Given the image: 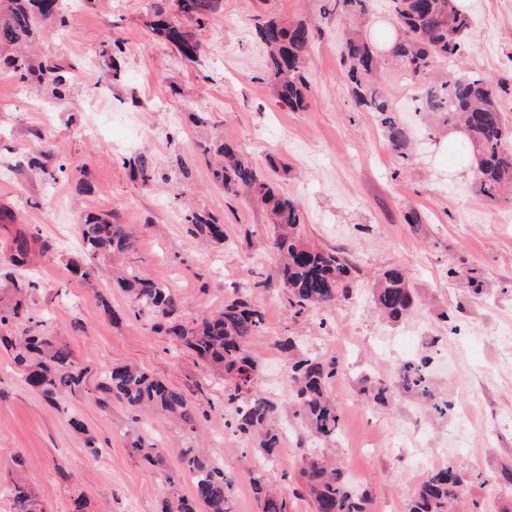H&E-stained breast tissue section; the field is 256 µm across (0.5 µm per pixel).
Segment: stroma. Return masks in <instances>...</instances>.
I'll return each instance as SVG.
<instances>
[{
  "mask_svg": "<svg viewBox=\"0 0 512 512\" xmlns=\"http://www.w3.org/2000/svg\"><path fill=\"white\" fill-rule=\"evenodd\" d=\"M71 26L44 27L39 50L68 66V100L47 88L22 86L0 71V206L17 215L0 224V305L11 299L10 244L18 226L38 232L49 248L29 268L39 284L28 300L48 336L69 346L98 377L107 365L139 363L195 401L192 425L145 417L119 401L97 406L91 393L69 397L64 411L48 406L29 387L9 353L0 350V512H12L5 490L21 475L44 512H72L84 494L88 512H157V471L134 457L130 440L157 443L168 469L184 449L206 447L234 476L235 512H260L252 477L291 498L292 512H312L292 490L305 449L322 443L301 427L297 407L280 384L291 361L306 355L338 360L342 374L328 391L342 417L332 451L345 476L368 492L372 512H407L421 474L453 464L471 479L453 512H512V498L492 491L502 464H512V356L495 337L512 325V203L477 191L469 161L456 156L464 135L440 113L419 112L424 80L385 67L388 96L409 127L405 152L389 143L376 113L357 106L340 62L345 22L325 14L324 0H224V12L200 34L196 60L184 59L143 24L149 0H70ZM474 28L467 37L468 71L498 85L505 124L512 128V0H465ZM302 21L315 39L305 76L306 110L281 104L265 79L255 41L258 21ZM122 39L119 76L106 77L103 49ZM208 118L201 126L191 119ZM237 143L259 168L285 163L274 175L280 193L301 211L302 235L327 249L353 254L360 268L351 300L293 322L280 297L257 288L277 275L273 227L246 194L215 186L203 148ZM51 150L67 174L50 177L26 165ZM145 153L157 172L153 183L135 180L126 159ZM89 191H80V183ZM185 209L205 211L224 226V239L199 245L181 221ZM416 211L419 223L404 220ZM102 211L134 225L136 272L164 282L182 301V319L222 309L242 296L264 314L249 351L262 365L259 384L279 408L286 432L277 461L256 469V455L224 409V379L188 350L154 331L155 317L129 315L127 293L100 258L97 291L83 288L68 263L80 250L78 216ZM400 265L419 299L398 321L383 319L371 302L377 275ZM481 280L473 291L469 277ZM122 314L111 321L104 306ZM295 338L286 353L279 343ZM433 351V387L453 414L442 417L415 395L399 392L389 404L367 401L364 380L389 382L394 367ZM79 416L104 452L91 457L68 423ZM25 467L14 472L9 457Z\"/></svg>",
  "mask_w": 512,
  "mask_h": 512,
  "instance_id": "obj_1",
  "label": "stroma"
}]
</instances>
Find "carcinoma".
Listing matches in <instances>:
<instances>
[{
  "label": "carcinoma",
  "mask_w": 512,
  "mask_h": 512,
  "mask_svg": "<svg viewBox=\"0 0 512 512\" xmlns=\"http://www.w3.org/2000/svg\"><path fill=\"white\" fill-rule=\"evenodd\" d=\"M327 7L355 21V26L341 35V57L348 68L355 104L378 113L388 140L397 148L405 147L407 129L380 86L381 54L376 41L363 31L367 0H327ZM387 9L397 28L396 37L380 33L378 38L389 43V56L409 76H427L438 60L462 56L472 18L455 0H387ZM222 10L223 0H152L145 26L192 61L201 48L197 31L216 22ZM43 23L62 31L70 27V14L62 0H0V69L21 83H45L54 98L63 100L69 96L70 73L57 61L27 47ZM255 34L264 50L265 75L278 100L292 110L305 109L309 86L304 71L314 38L312 30L303 22L284 25L265 20L256 25ZM104 53L111 60L109 74L118 75L122 45L115 42ZM420 108L441 112L448 125L463 127L476 160L478 191L491 200L512 202V148L506 145L512 139V129L503 123L497 87L476 74L450 71L426 85ZM207 152L211 154L207 165L212 182L226 194L244 192L253 197L266 207L274 225L273 247L281 258L279 274L276 282L265 279L256 282V287H278V295L295 321L349 299L359 272L355 259L341 250L324 251L305 243L300 236L298 204L276 194L267 177L236 144L221 140ZM128 163L143 184L153 180L154 168L146 154L140 153ZM184 222L194 238L224 240V225L209 213L190 211ZM79 228L82 252L71 261L70 271L83 287L93 291L98 287L97 260L106 256L130 258L134 234L132 225L118 224L109 214L93 212L79 215ZM46 249L39 233L20 229L14 238L13 265L23 268L32 256ZM117 283L130 297L134 316L144 310L153 312L160 319L158 328L173 343L224 371V409L233 414L236 432L255 442L263 460L273 461L281 443L277 406L259 387V362L247 348L249 338L262 329L263 313L248 301L235 299L225 302L224 309L216 313L183 321L179 317L181 302L162 281L142 277L127 264ZM37 288V281L26 275L13 280L12 302L0 308V344L14 352L13 360L26 383L56 408L65 394L84 389L88 369L76 361L67 345L43 335L42 322L29 316L27 299ZM373 302L389 319L412 310L416 296L404 269L394 266L383 272L374 288ZM430 361L431 357L424 356L400 363L392 381L372 386L367 399L384 403L402 390L427 398L434 412L447 414L450 403L437 397L431 387ZM338 376L335 361L316 356L295 362L287 372L298 405L297 417L310 433L325 441L336 439L341 430L340 411L328 395L331 381ZM114 399L143 413L193 422V402L133 363L110 364L101 371L94 386V401L106 408ZM69 424L83 435L87 454L98 457L105 451L79 417H70ZM130 448L162 471L159 512H198L200 505L203 512H234V476L203 450L188 448L179 461L195 487V499L190 501L180 495L164 471L155 443L136 436ZM300 475L294 493L307 496L313 512H371L368 494L350 486L332 459L312 450ZM465 479L466 472L452 464L429 473L414 489L407 512H449V504L462 490ZM252 481L262 494V512H291L287 496L262 487L258 477ZM10 495L14 512H37L35 496L21 479L13 481Z\"/></svg>",
  "instance_id": "carcinoma-1"
}]
</instances>
